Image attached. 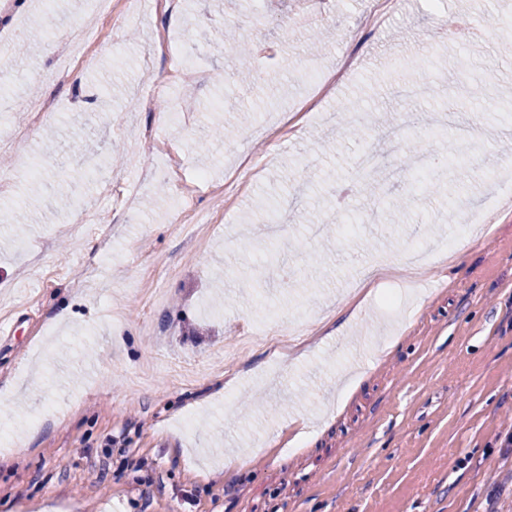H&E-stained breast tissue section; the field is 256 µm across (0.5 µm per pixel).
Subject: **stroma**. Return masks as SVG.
<instances>
[{
    "mask_svg": "<svg viewBox=\"0 0 512 512\" xmlns=\"http://www.w3.org/2000/svg\"><path fill=\"white\" fill-rule=\"evenodd\" d=\"M31 2L19 28L0 0V126L28 124L26 99L54 106L0 165V214L27 218L0 231V320L21 322L0 335V512H512V214L489 217L505 197L491 175L512 165V0H411L372 31L371 0H142L118 31L128 0ZM453 15L478 30L449 38ZM166 36L200 56L176 127L139 97L173 76L153 48ZM68 40L90 57L62 79ZM246 66L252 81L231 83ZM410 82L434 95L384 143L376 119L404 110ZM351 102L356 140L339 133ZM162 141L209 178L184 213L128 164ZM245 156L261 173L225 197ZM462 207L488 221L453 268L438 248ZM86 210L109 245L75 233ZM343 300L345 333L300 358L224 353L244 328L327 320ZM297 430L310 440L294 449ZM236 457L252 468L225 482Z\"/></svg>",
    "mask_w": 512,
    "mask_h": 512,
    "instance_id": "stroma-1",
    "label": "stroma"
}]
</instances>
